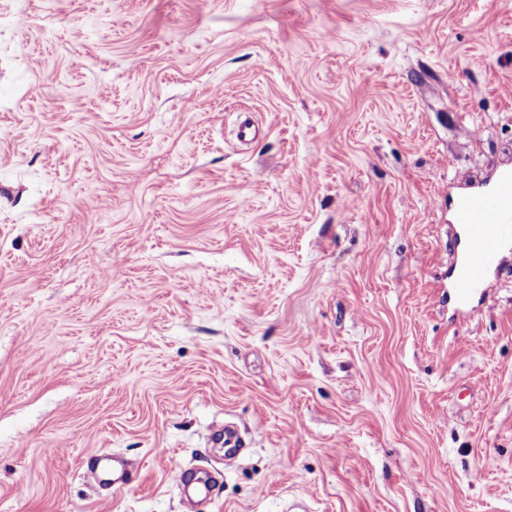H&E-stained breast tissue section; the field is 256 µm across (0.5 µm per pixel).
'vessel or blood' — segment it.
Here are the masks:
<instances>
[{
  "instance_id": "vessel-or-blood-1",
  "label": "vessel or blood",
  "mask_w": 512,
  "mask_h": 512,
  "mask_svg": "<svg viewBox=\"0 0 512 512\" xmlns=\"http://www.w3.org/2000/svg\"><path fill=\"white\" fill-rule=\"evenodd\" d=\"M450 209L460 231L455 242L459 265L451 281L458 305L464 306L483 288L503 247L512 243V170L500 172L490 186L469 188L456 194ZM125 461L100 455L88 464L84 476L90 483L125 480Z\"/></svg>"
}]
</instances>
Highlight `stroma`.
I'll list each match as a JSON object with an SVG mask.
<instances>
[{
	"mask_svg": "<svg viewBox=\"0 0 512 512\" xmlns=\"http://www.w3.org/2000/svg\"><path fill=\"white\" fill-rule=\"evenodd\" d=\"M505 168L512 0H0V512H512ZM450 209L460 231L459 254L450 288L459 306H465L484 287L503 247L512 243V170L500 172L490 186L456 194ZM112 465V485L122 484L125 480L127 467L125 461L118 455H100L95 462L88 464L84 476L92 484H102L106 475V464Z\"/></svg>",
	"mask_w": 512,
	"mask_h": 512,
	"instance_id": "obj_1",
	"label": "stroma"
}]
</instances>
